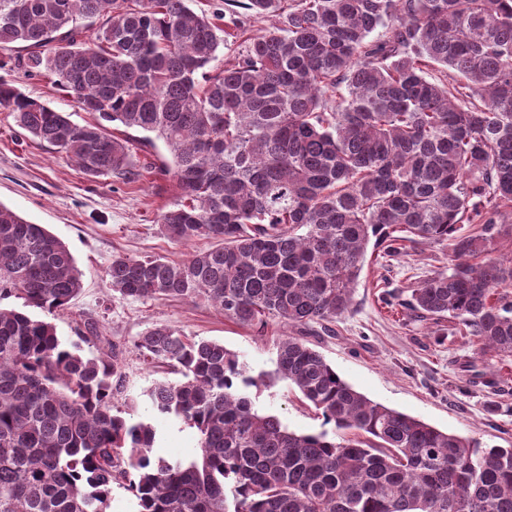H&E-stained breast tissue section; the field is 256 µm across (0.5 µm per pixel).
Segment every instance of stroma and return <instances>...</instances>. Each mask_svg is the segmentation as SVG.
I'll list each match as a JSON object with an SVG mask.
<instances>
[{
    "label": "stroma",
    "instance_id": "35a3bbf8",
    "mask_svg": "<svg viewBox=\"0 0 512 512\" xmlns=\"http://www.w3.org/2000/svg\"><path fill=\"white\" fill-rule=\"evenodd\" d=\"M0 76L27 96L70 113L75 123L97 120L96 114L78 108L53 77L25 76L5 53H0ZM140 137L132 132L129 142L139 168L137 182L89 178L65 153L21 135L12 115L0 111V203L44 225L74 256L83 287L55 316L58 334L65 343L76 342L79 329L93 320L101 338L83 344V354L98 355L114 343L126 347V391L118 406L152 423L157 431L154 454L176 460L196 451L195 429L175 416L155 414L145 396L153 381L178 378L171 368L144 365L132 349L138 336L159 325L176 327L191 339L224 343L256 374L274 370L276 339L300 336L369 399L444 432L476 436L490 447L512 446V379L496 389L469 382L462 366L476 351L470 337L453 332L451 320L418 322L393 303L394 294L449 268L447 247L407 242L394 257L368 249L351 308L326 330L317 324L295 329L273 319L259 336L203 301L113 295L107 275L113 256H163L181 262L214 246L208 239L176 244L162 234L159 214L179 198L172 176L161 167L171 155L163 140L146 146ZM250 396L255 409L279 417L291 430L312 433L321 428L320 414L286 382L266 383L251 389Z\"/></svg>",
    "mask_w": 512,
    "mask_h": 512
}]
</instances>
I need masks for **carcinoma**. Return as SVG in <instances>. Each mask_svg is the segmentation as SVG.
I'll use <instances>...</instances> for the list:
<instances>
[{
	"instance_id": "obj_1",
	"label": "carcinoma",
	"mask_w": 512,
	"mask_h": 512,
	"mask_svg": "<svg viewBox=\"0 0 512 512\" xmlns=\"http://www.w3.org/2000/svg\"><path fill=\"white\" fill-rule=\"evenodd\" d=\"M269 26L246 35L235 7ZM224 27L189 0H0V51L44 73L99 121L0 78V111L91 178L134 180L128 140H164L182 201L162 233L218 246L181 263L117 255L119 297L204 300L263 333L347 312L370 240L445 245L450 270L410 289L418 318H450L476 361L512 359V0H224ZM238 56L221 60L228 38ZM439 76L429 80V72ZM464 224L479 230L467 234ZM82 288L68 248L0 203V297L49 315ZM133 349L178 381L144 392L197 432V453L152 454L151 423L125 416L126 351L87 357L55 324L0 308V512H512V448L442 432L353 389L307 343H276L274 374L332 431L296 433L255 410L238 353L178 329Z\"/></svg>"
}]
</instances>
